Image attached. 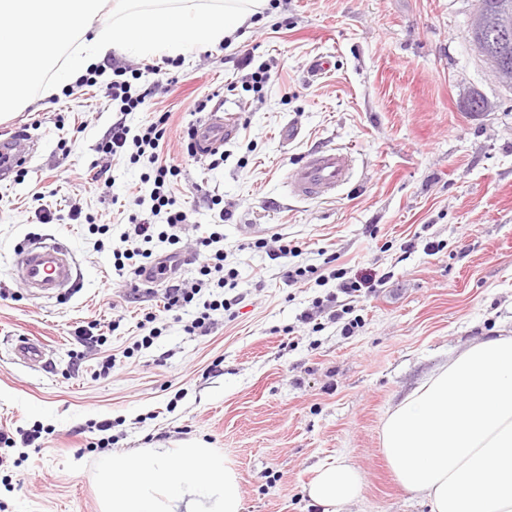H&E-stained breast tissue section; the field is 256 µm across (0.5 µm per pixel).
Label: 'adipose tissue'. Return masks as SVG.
Wrapping results in <instances>:
<instances>
[{"mask_svg":"<svg viewBox=\"0 0 512 512\" xmlns=\"http://www.w3.org/2000/svg\"><path fill=\"white\" fill-rule=\"evenodd\" d=\"M0 0V116L33 90L55 94L43 48L63 51L62 77L83 75L113 52L176 54L231 37L266 0L199 9L166 0ZM385 458L403 490L431 512H512V335L475 344L411 392L386 418ZM107 512H241L237 474L197 444L112 454L99 464ZM363 479L346 460L320 467L307 495L322 512L358 499Z\"/></svg>","mask_w":512,"mask_h":512,"instance_id":"ef3b65f1","label":"adipose tissue"}]
</instances>
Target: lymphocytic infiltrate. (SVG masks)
<instances>
[{
    "label": "lymphocytic infiltrate",
    "mask_w": 512,
    "mask_h": 512,
    "mask_svg": "<svg viewBox=\"0 0 512 512\" xmlns=\"http://www.w3.org/2000/svg\"><path fill=\"white\" fill-rule=\"evenodd\" d=\"M168 114L153 118L139 132L120 120L113 123L108 134L100 142V152L112 156H126L130 161H139L140 157H148L153 164V189L151 191V218L130 216L129 223L132 233L122 234L121 248L113 249V268L117 275L133 274L141 276L150 273L152 281L165 283V310L183 309L195 303L201 288L209 279H216L218 287H226L236 281L235 270L224 267V234L219 227H212L207 236L197 238L195 257L200 258L199 273L201 278L197 286L186 287L183 283L172 280L170 268L157 259L151 249L153 242L171 246L180 244V232L187 224L188 213L178 205L172 194V183L180 173L178 165L161 159L159 148L166 132ZM164 215L161 224L153 223L155 215Z\"/></svg>",
    "instance_id": "obj_1"
}]
</instances>
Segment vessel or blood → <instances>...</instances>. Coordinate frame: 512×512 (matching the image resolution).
Instances as JSON below:
<instances>
[{
    "label": "vessel or blood",
    "mask_w": 512,
    "mask_h": 512,
    "mask_svg": "<svg viewBox=\"0 0 512 512\" xmlns=\"http://www.w3.org/2000/svg\"><path fill=\"white\" fill-rule=\"evenodd\" d=\"M239 113H208L194 129V149L209 154L223 148L239 129ZM31 148L25 140L9 137L0 141V157L6 161L27 162ZM352 177V155L349 151L330 147L307 154L304 160L286 174L289 191L301 199H325L347 185ZM18 281L30 292L57 295L74 286L73 261L70 247L51 238L30 239L16 262ZM45 344L30 338L19 339L15 347L18 361L41 365L45 357Z\"/></svg>",
    "instance_id": "vessel-or-blood-1"
}]
</instances>
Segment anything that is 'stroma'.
Listing matches in <instances>:
<instances>
[{
  "instance_id": "obj_1",
  "label": "stroma",
  "mask_w": 512,
  "mask_h": 512,
  "mask_svg": "<svg viewBox=\"0 0 512 512\" xmlns=\"http://www.w3.org/2000/svg\"><path fill=\"white\" fill-rule=\"evenodd\" d=\"M478 0H268L230 45L178 53L159 81V55L107 57L80 96L37 99L0 121L36 141L24 181L0 182V432H37L0 448V512H103L97 461L200 441L237 473L241 512H316L305 486L347 458L363 478L342 512H430L403 491L384 457L388 413L466 347L512 329V91L491 75L468 29ZM272 68L249 91L242 51ZM319 54L332 69L312 75ZM133 74L143 111L120 116L105 96L114 71ZM220 93L245 104L223 162L187 153L194 103ZM481 95L489 111L471 112ZM169 113L163 155L181 173L173 191L190 214L183 244L207 235L212 196L224 206V254L238 272L230 310L205 336L163 309L164 287L133 291L112 267L129 214L149 216L147 162L99 153L113 122L138 128ZM351 148V182L327 200L290 193L285 175L310 151ZM107 167L109 185L89 182ZM79 219H71V207ZM50 210L41 224L38 210ZM73 250L70 295L36 298L14 280L15 252L33 237ZM283 236L300 256L271 259L257 240ZM438 252H428V243ZM316 273L286 286L285 270ZM383 282L354 303L351 334L301 323L335 292L333 270ZM162 333L136 348L146 314ZM97 325L107 338L83 345ZM47 344L42 366L13 358L19 337ZM115 358L109 375L103 361Z\"/></svg>"
}]
</instances>
